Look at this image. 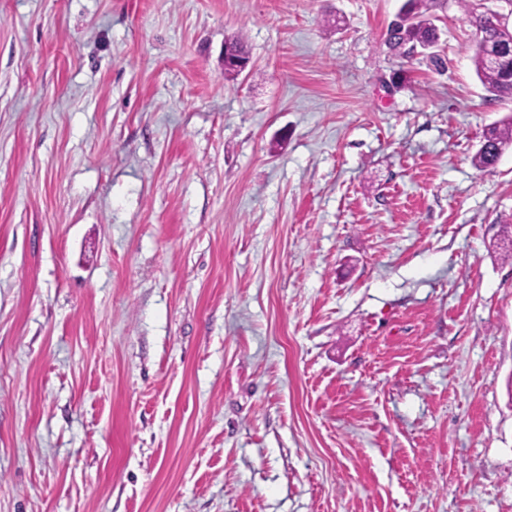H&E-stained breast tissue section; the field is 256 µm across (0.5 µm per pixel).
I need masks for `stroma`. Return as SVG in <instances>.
I'll use <instances>...</instances> for the list:
<instances>
[{
  "label": "stroma",
  "mask_w": 512,
  "mask_h": 512,
  "mask_svg": "<svg viewBox=\"0 0 512 512\" xmlns=\"http://www.w3.org/2000/svg\"><path fill=\"white\" fill-rule=\"evenodd\" d=\"M404 2L0 0V512H512V100ZM424 2V0H409L411 7L407 13L409 19L403 23H397L395 27L394 23L388 30L386 42L391 48L398 49L410 42L421 46L432 43L435 28L422 11ZM508 149H512V116L488 128L484 146L474 155L473 165L480 171L490 170Z\"/></svg>",
  "instance_id": "stroma-1"
}]
</instances>
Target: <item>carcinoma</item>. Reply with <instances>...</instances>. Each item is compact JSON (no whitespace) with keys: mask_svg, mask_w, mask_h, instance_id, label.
<instances>
[{"mask_svg":"<svg viewBox=\"0 0 512 512\" xmlns=\"http://www.w3.org/2000/svg\"><path fill=\"white\" fill-rule=\"evenodd\" d=\"M409 19L391 27L387 44L398 49L406 43L427 46L432 43L435 28L425 17L424 0H409ZM473 62L475 71L488 92L500 100L512 99V27L506 22L487 24L486 36L478 37ZM512 149V116L494 125L484 134V146L473 157V165L486 171Z\"/></svg>","mask_w":512,"mask_h":512,"instance_id":"1","label":"carcinoma"}]
</instances>
